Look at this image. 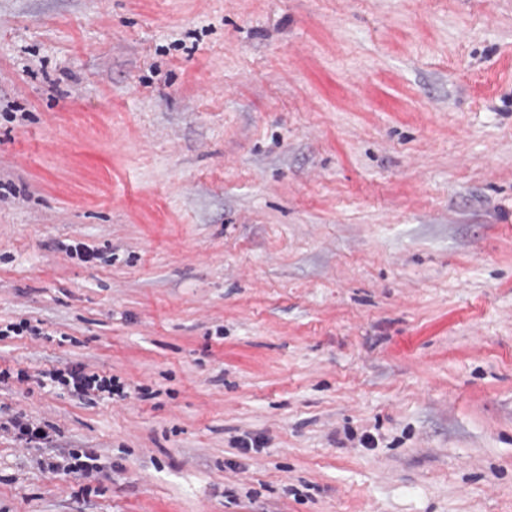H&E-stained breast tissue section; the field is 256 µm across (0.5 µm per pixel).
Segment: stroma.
<instances>
[{
	"mask_svg": "<svg viewBox=\"0 0 512 512\" xmlns=\"http://www.w3.org/2000/svg\"><path fill=\"white\" fill-rule=\"evenodd\" d=\"M5 368L0 512H512V0H0ZM38 376L52 382H60L66 386L72 385L73 393L79 397L89 396L95 391L100 393L107 392L110 397L113 391L117 392L116 394L118 395L121 389L112 378L106 379L96 373H87L84 367L72 368L67 370V372L61 370L41 371L38 373ZM0 430L13 431L20 443L25 445L32 443L47 444L50 442L49 432L44 427L22 415L13 416L5 422H1Z\"/></svg>",
	"mask_w": 512,
	"mask_h": 512,
	"instance_id": "stroma-1",
	"label": "stroma"
}]
</instances>
